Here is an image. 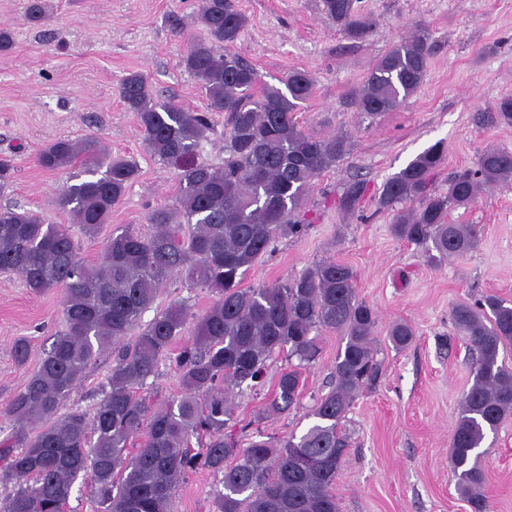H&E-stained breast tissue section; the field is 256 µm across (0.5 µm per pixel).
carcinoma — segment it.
Listing matches in <instances>:
<instances>
[{"mask_svg": "<svg viewBox=\"0 0 512 512\" xmlns=\"http://www.w3.org/2000/svg\"><path fill=\"white\" fill-rule=\"evenodd\" d=\"M357 3L322 0L336 27L363 40L373 21ZM26 10L34 25L50 18L46 0H27ZM197 22L208 38L189 39L181 63L204 88L206 110L155 101L140 73L128 74L119 87L148 152L176 171L178 206L148 214L152 235L115 230L102 261L92 265L81 256L71 226L48 224L14 206L0 208V272L19 274L37 294L60 290L65 322L3 409L14 427L0 439V485L11 488L0 512H66L80 478L89 482L97 512H170L175 484L201 466L222 474L217 512H339L333 489L348 449L339 426L357 394L381 373L373 349L376 312L357 298L353 269L334 260L285 283H241L278 238L306 231L301 202L315 179L345 155L346 138L314 137L296 121L295 112L314 92L308 72L288 73L283 91L262 87L249 58L229 50L247 18L228 0H203ZM428 61L425 35L394 44L356 95L357 109L374 116L399 107L420 87ZM212 112L229 115L221 166L198 158ZM487 119L512 126V97L501 99ZM443 153L439 142L424 150L384 183L378 197L380 209L394 212V236L420 247L433 265L479 243L477 225L454 224L451 212L473 205L482 187L512 181V153L493 149L481 155L476 170L451 177L447 192L432 193L429 183ZM75 160L92 178L64 185L59 204L94 234L111 222L139 169L105 154L95 137L56 140L37 156L47 171ZM364 191L360 180L347 183L340 206L355 209ZM175 274L192 288L208 289L212 305L196 316L174 303L140 325L158 287ZM191 319L193 343L175 347ZM452 319L472 351V384L449 444L452 473L470 512H490L479 448L512 414V366L500 359V350L512 345V300L487 294L460 302ZM322 329L339 332L342 345L334 385L313 409L315 422L300 436L278 441L258 429L240 446L231 431L229 391L257 387L266 362L285 352L299 365L279 373L257 419L288 412L299 401L301 365L320 355ZM127 336L132 343H122ZM389 340L406 349L414 331L396 323ZM105 353L113 358L112 370L93 415L80 408L58 415L85 370ZM164 359L180 374L183 393L158 405L140 389Z\"/></svg>", "mask_w": 512, "mask_h": 512, "instance_id": "carcinoma-1", "label": "carcinoma"}]
</instances>
